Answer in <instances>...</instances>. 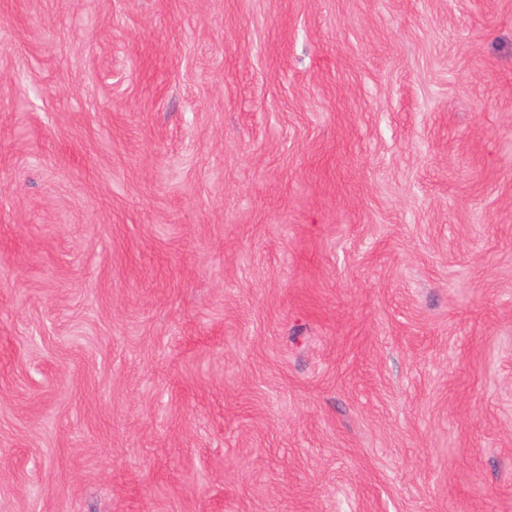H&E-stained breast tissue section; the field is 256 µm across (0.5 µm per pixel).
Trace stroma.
I'll return each instance as SVG.
<instances>
[{
    "mask_svg": "<svg viewBox=\"0 0 512 512\" xmlns=\"http://www.w3.org/2000/svg\"><path fill=\"white\" fill-rule=\"evenodd\" d=\"M0 512H512V0H0Z\"/></svg>",
    "mask_w": 512,
    "mask_h": 512,
    "instance_id": "obj_1",
    "label": "stroma"
}]
</instances>
